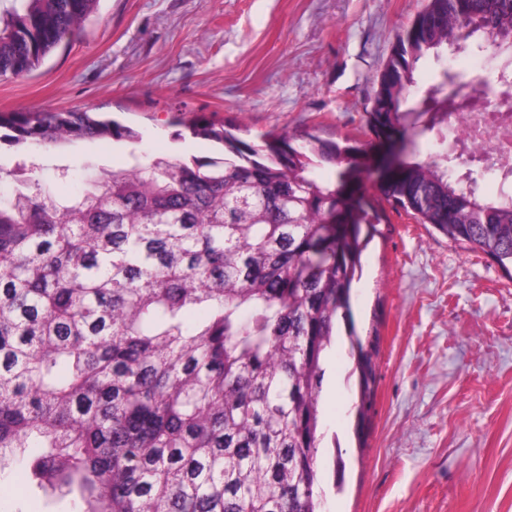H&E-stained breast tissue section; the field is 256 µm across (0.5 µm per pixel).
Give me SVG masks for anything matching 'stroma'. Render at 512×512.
I'll list each match as a JSON object with an SVG mask.
<instances>
[{"label":"stroma","mask_w":512,"mask_h":512,"mask_svg":"<svg viewBox=\"0 0 512 512\" xmlns=\"http://www.w3.org/2000/svg\"><path fill=\"white\" fill-rule=\"evenodd\" d=\"M427 0H100L99 11L31 73L0 78V112L86 110L141 142L101 139L41 151L0 146V169L37 164L67 202L82 177L131 154L205 157L198 119L248 142L274 131L371 140L366 114L399 35ZM499 56L422 60L495 78ZM363 255L360 334L379 335L375 409L363 440L348 411V344L325 362L321 464L327 512H512V277L485 254L391 214ZM345 462L333 485L334 456ZM69 500L0 468V512H69Z\"/></svg>","instance_id":"1"}]
</instances>
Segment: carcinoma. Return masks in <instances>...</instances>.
I'll list each match as a JSON object with an SVG mask.
<instances>
[{
	"label": "carcinoma",
	"instance_id": "1",
	"mask_svg": "<svg viewBox=\"0 0 512 512\" xmlns=\"http://www.w3.org/2000/svg\"><path fill=\"white\" fill-rule=\"evenodd\" d=\"M0 78L22 77L100 0H10ZM512 53V0H428L400 39L367 113L397 164L355 195L363 144L268 135L250 144L201 119L215 156L134 157L71 204L33 169L0 200V461L71 512H323L320 393L346 337L361 438L377 348L357 332L353 288L386 208L479 250L512 277V194L488 199L448 164V90L497 83L430 54ZM10 146L49 148L133 129L87 111L0 112ZM335 168L326 180L321 166Z\"/></svg>",
	"mask_w": 512,
	"mask_h": 512
}]
</instances>
